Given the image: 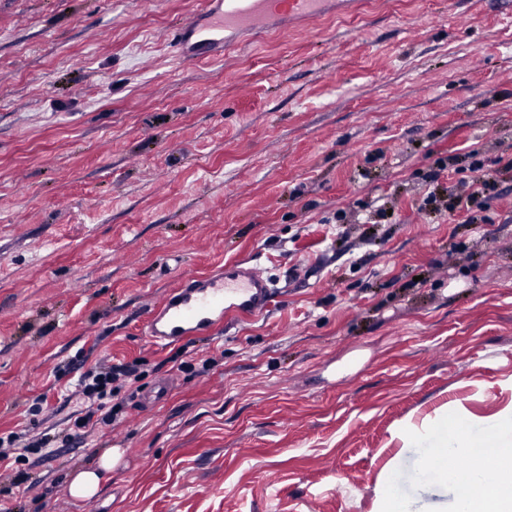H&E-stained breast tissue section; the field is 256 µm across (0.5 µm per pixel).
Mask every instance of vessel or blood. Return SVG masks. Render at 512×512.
Masks as SVG:
<instances>
[{"label":"vessel or blood","instance_id":"vessel-or-blood-1","mask_svg":"<svg viewBox=\"0 0 512 512\" xmlns=\"http://www.w3.org/2000/svg\"><path fill=\"white\" fill-rule=\"evenodd\" d=\"M354 6V0H288L287 7L273 9L269 0H205L203 8L176 29L172 41L183 60L210 61L243 42L258 41L270 31L347 13ZM275 295L259 264L250 260L227 262L212 274L184 278L149 312L146 334L157 344L205 335L230 317L263 313Z\"/></svg>","mask_w":512,"mask_h":512}]
</instances>
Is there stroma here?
Wrapping results in <instances>:
<instances>
[{"label": "stroma", "mask_w": 512, "mask_h": 512, "mask_svg": "<svg viewBox=\"0 0 512 512\" xmlns=\"http://www.w3.org/2000/svg\"><path fill=\"white\" fill-rule=\"evenodd\" d=\"M202 6L0 0V436L55 441L0 512H378L417 462L399 431L512 404V175L477 223L422 205L470 150L512 155V0H364L186 62L166 33ZM243 259L267 313L148 339L150 305ZM78 354L143 363L156 403L62 443ZM116 449L102 454L92 467L78 471L70 482V494L77 500L86 501L94 498L106 474L112 472V467L118 460Z\"/></svg>", "instance_id": "1"}]
</instances>
